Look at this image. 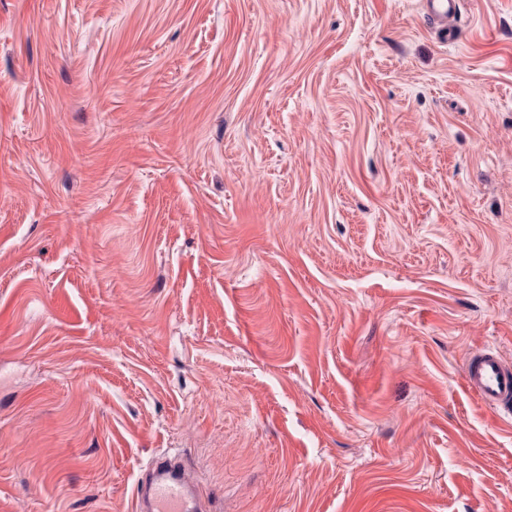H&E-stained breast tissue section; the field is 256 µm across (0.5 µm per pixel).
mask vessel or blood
Here are the masks:
<instances>
[{"instance_id":"vessel-or-blood-1","label":"vessel or blood","mask_w":512,"mask_h":512,"mask_svg":"<svg viewBox=\"0 0 512 512\" xmlns=\"http://www.w3.org/2000/svg\"><path fill=\"white\" fill-rule=\"evenodd\" d=\"M460 0H427L429 14L443 23L444 37L455 35L447 21L458 9ZM466 388L494 414L512 415V366L491 347L477 350L465 365ZM203 492L190 480L182 462L162 457L153 462L147 475L137 481L138 512H203Z\"/></svg>"}]
</instances>
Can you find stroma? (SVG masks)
Wrapping results in <instances>:
<instances>
[{
	"instance_id": "stroma-1",
	"label": "stroma",
	"mask_w": 512,
	"mask_h": 512,
	"mask_svg": "<svg viewBox=\"0 0 512 512\" xmlns=\"http://www.w3.org/2000/svg\"><path fill=\"white\" fill-rule=\"evenodd\" d=\"M512 0H0V512H512ZM460 2V0H427L426 2L428 13L444 25V38H452L456 33L453 27L448 28V19L456 14ZM463 378L466 388L499 417L512 415V367L500 353L483 347L470 357ZM203 492L190 480L182 462L158 458L146 477L137 480V511L199 512L206 509Z\"/></svg>"
}]
</instances>
